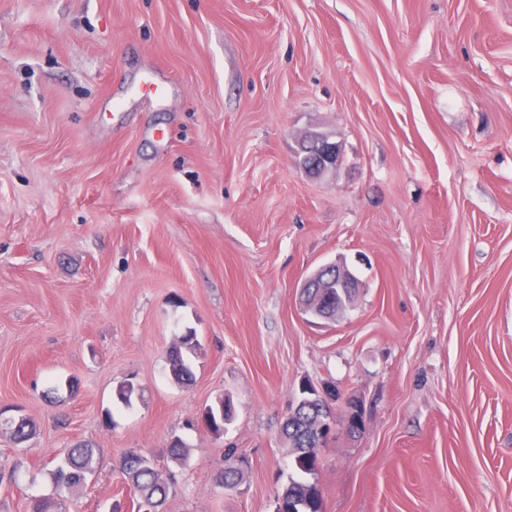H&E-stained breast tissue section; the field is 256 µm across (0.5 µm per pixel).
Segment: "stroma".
<instances>
[{"mask_svg": "<svg viewBox=\"0 0 512 512\" xmlns=\"http://www.w3.org/2000/svg\"><path fill=\"white\" fill-rule=\"evenodd\" d=\"M310 130L343 149L321 180ZM330 262L358 288L325 322L299 286ZM305 381L338 396L322 512H512V0H0V412L37 425L0 436V512L79 442L66 512H137L129 451L163 512H274ZM198 349H200V343L191 331L178 337L169 352L168 359L170 375L176 382L184 384L192 381L193 372L188 365L186 356L188 353L197 354ZM120 470L127 483L138 493V503L150 504L154 510L164 505L175 484L173 475L164 476L156 464L144 463L141 453H126L120 460Z\"/></svg>", "mask_w": 512, "mask_h": 512, "instance_id": "obj_1", "label": "stroma"}]
</instances>
